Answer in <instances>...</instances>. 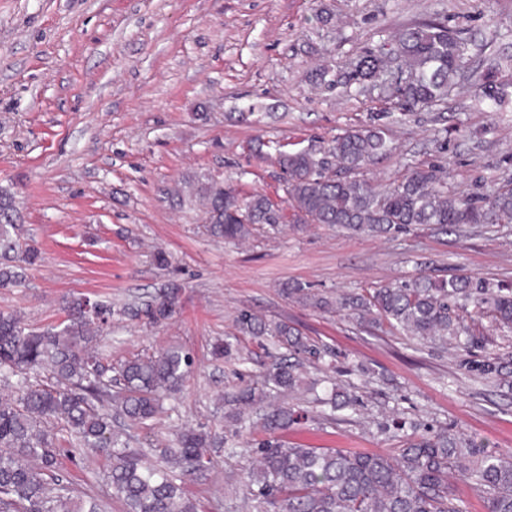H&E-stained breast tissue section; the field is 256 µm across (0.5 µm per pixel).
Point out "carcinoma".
Returning a JSON list of instances; mask_svg holds the SVG:
<instances>
[{"label":"carcinoma","mask_w":512,"mask_h":512,"mask_svg":"<svg viewBox=\"0 0 512 512\" xmlns=\"http://www.w3.org/2000/svg\"><path fill=\"white\" fill-rule=\"evenodd\" d=\"M464 70L462 31L447 19H427L406 27L397 38L364 52L343 74L326 66L313 84L339 85L364 93L372 88L388 109L410 116L448 98ZM483 112L501 111L504 85L490 71L473 85ZM388 143L375 126H354L327 142L324 157L306 150L279 152L287 178L283 203L315 224L340 226L355 233H389L412 225H437L448 231L459 224H511L512 184L476 202L448 190L436 166H410L391 186L379 189L361 170L387 154ZM346 172L329 173L330 161ZM206 229L228 242L251 238L259 227L283 223L282 210L261 193L242 195L209 180L201 184ZM13 197L0 191V246L14 242ZM22 267L0 266V287L22 281ZM179 288L170 284L136 307H112L89 297L68 306V324L28 329L14 313L0 312V377L16 378L14 392L0 396V510L4 512H101L94 497H74L59 473L63 444L109 463L112 489L126 512H198L183 494L181 482L191 470L210 463L208 451L223 437L204 427L175 432L167 466L143 460L133 436L112 427V414L129 426L153 420L162 400L187 378L190 352L168 349L126 360L118 370L88 344L118 315L159 325L176 311ZM339 305L361 324H387L444 348L472 349L483 344V319L512 332V287L459 273L449 278L420 274L400 283L372 288L342 299ZM239 333L270 340L291 354L321 360L330 355L285 322H269L244 312ZM48 371L53 382L41 379ZM468 371L506 383L508 365L495 357L475 360ZM314 389L300 362L283 358L259 386H246L225 419L238 433L261 430L264 437L234 441L225 452L247 462L243 468L245 502L273 507L271 512H463L450 494V477L463 472L485 495L487 512H512V457L497 456L456 434L439 432L409 443L397 457L338 449L290 448L276 433L302 417L278 402L252 420L271 395ZM358 397L331 383L324 404L331 413L357 410Z\"/></svg>","instance_id":"cac0c4a2"}]
</instances>
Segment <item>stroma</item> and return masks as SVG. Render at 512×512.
<instances>
[{
  "label": "stroma",
  "instance_id": "obj_1",
  "mask_svg": "<svg viewBox=\"0 0 512 512\" xmlns=\"http://www.w3.org/2000/svg\"><path fill=\"white\" fill-rule=\"evenodd\" d=\"M332 15L328 24L316 14ZM447 18L467 41L469 78L442 109L403 123L370 95L315 89L311 76L350 62L410 24ZM512 59V0H0V188L15 198L23 243L43 260L0 311L29 327L65 321L64 301L87 296L135 305L181 287L166 325L114 317L95 345L113 363L180 346L194 372L137 429L160 460L174 427L225 426L218 396L259 381L271 362L241 338L242 360H217L213 343L238 334L244 310L299 329L335 354L334 377L354 386L356 412L327 417L313 396L280 437L298 448L397 455L409 439L461 432L481 449L512 456V388L468 372L472 352H451L387 326L285 297L298 283L335 300L462 268L512 284V224H464L442 233L412 226L361 234L326 224L287 226L229 244L207 235L192 195L213 177L273 201L285 197L279 150L322 155L327 140L381 115L393 146L369 178L379 187L411 164L444 168L449 189L480 196L512 178V67L502 116L479 111L471 81L489 56ZM165 251L168 269L150 256ZM242 461L224 452L186 476L201 512H238ZM101 459L65 453L69 484L123 512Z\"/></svg>",
  "mask_w": 512,
  "mask_h": 512
}]
</instances>
